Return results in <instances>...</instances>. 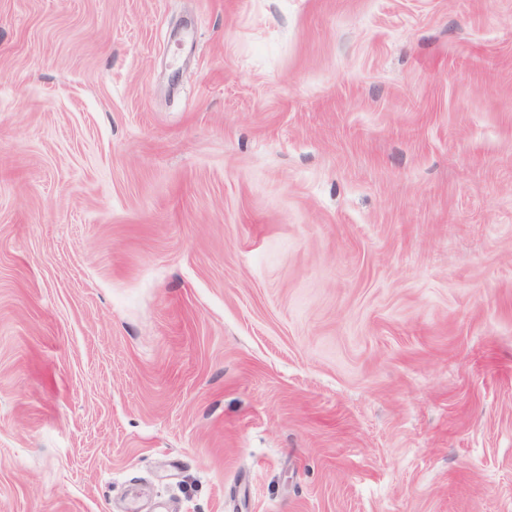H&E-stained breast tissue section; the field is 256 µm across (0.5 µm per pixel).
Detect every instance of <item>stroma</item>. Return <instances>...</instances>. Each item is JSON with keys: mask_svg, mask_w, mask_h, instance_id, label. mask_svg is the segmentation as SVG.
<instances>
[{"mask_svg": "<svg viewBox=\"0 0 512 512\" xmlns=\"http://www.w3.org/2000/svg\"><path fill=\"white\" fill-rule=\"evenodd\" d=\"M0 512H512V0H0Z\"/></svg>", "mask_w": 512, "mask_h": 512, "instance_id": "obj_1", "label": "stroma"}]
</instances>
